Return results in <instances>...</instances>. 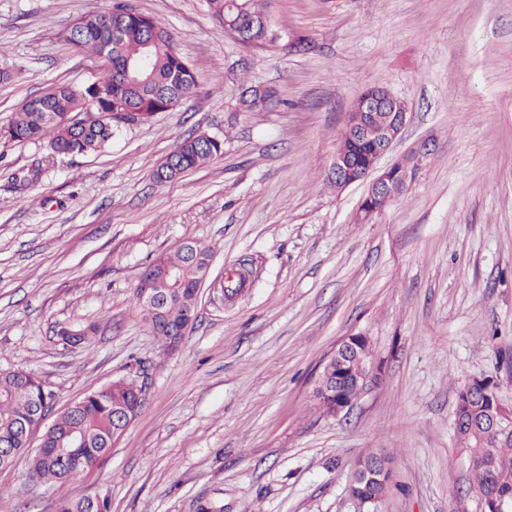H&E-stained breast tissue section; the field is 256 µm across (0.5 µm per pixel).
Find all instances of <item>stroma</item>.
Here are the masks:
<instances>
[{"mask_svg":"<svg viewBox=\"0 0 512 512\" xmlns=\"http://www.w3.org/2000/svg\"><path fill=\"white\" fill-rule=\"evenodd\" d=\"M114 0H0V43L23 71L0 84V125L29 96L89 76L60 34ZM174 34L200 96L122 128L102 151L51 157L0 141V368L37 375L57 407L133 375L139 414L106 460L64 486L0 470V512H54L108 495L111 512H358L348 484L369 452L393 453L382 512H481L455 450L460 388L493 377L512 408V0H269L270 27L308 51L241 44L204 0H129ZM282 103L237 111L249 85ZM375 85L409 110L392 154L424 158L369 223L367 184L327 180L352 101ZM224 153L181 178L153 172L189 134ZM35 169L37 181L14 175ZM185 240L213 264L178 349L133 297ZM245 291L224 297L240 261ZM95 323L75 349L60 325ZM368 336L378 388L348 415L318 409L322 364Z\"/></svg>","mask_w":512,"mask_h":512,"instance_id":"1","label":"stroma"}]
</instances>
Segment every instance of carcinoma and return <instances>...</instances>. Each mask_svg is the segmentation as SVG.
Here are the masks:
<instances>
[{"mask_svg": "<svg viewBox=\"0 0 512 512\" xmlns=\"http://www.w3.org/2000/svg\"><path fill=\"white\" fill-rule=\"evenodd\" d=\"M268 0H206V7L219 27L224 21L245 29L246 44H275L279 36L265 27ZM61 37L75 53L93 62L105 59L82 83L53 85L26 98L10 120L0 126V139L40 143L54 156L86 155L110 143L121 128L120 122L135 116L114 115L123 104L153 116L169 112L181 97L199 95L194 65L179 50L174 34L155 17L120 2L108 11H93L79 17ZM0 47V84L15 80L19 72ZM276 98L267 87L263 95H242L240 112H260ZM222 142L200 138L182 139L154 171L157 182L171 181L198 169L222 155ZM211 260L209 249L193 241L179 243L173 251L159 257L154 273L171 269L179 273L181 286L167 303L157 305L134 293L136 307L150 333L167 346L180 334L189 318L196 314L201 268ZM375 362L369 342L358 347L356 356L345 364L353 376L369 370ZM489 378L476 379L457 393L455 414L476 425L456 428L459 453L471 472L470 491L480 501L501 500L512 512V431L478 425L490 408L501 406ZM134 379L112 382L105 392L93 391L56 412L51 425L42 429L40 450L32 451L31 439L23 424L40 407L53 411L54 393L34 375L0 369V448H13L26 458L28 476L35 485H63L69 481V468L56 449L70 436L82 438L76 449L88 468L99 465L113 446V431L118 414L128 410L136 396ZM393 458L379 451L357 461V470L348 485L349 494L363 500L381 499L393 486ZM55 512H110L107 496L74 500L64 495L55 501Z\"/></svg>", "mask_w": 512, "mask_h": 512, "instance_id": "obj_1", "label": "carcinoma"}]
</instances>
